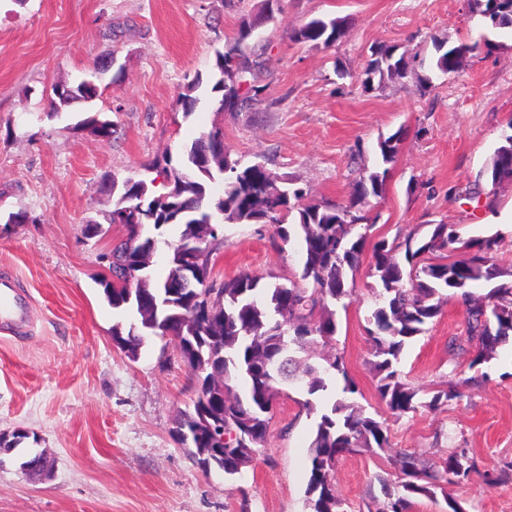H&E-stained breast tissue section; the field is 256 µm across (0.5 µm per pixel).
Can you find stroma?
Returning <instances> with one entry per match:
<instances>
[{
    "mask_svg": "<svg viewBox=\"0 0 512 512\" xmlns=\"http://www.w3.org/2000/svg\"><path fill=\"white\" fill-rule=\"evenodd\" d=\"M263 0H0V268H8L34 304L31 332L0 334V432H31L23 449L0 458V512H307L306 450L314 419L303 394L287 387L271 413L266 451L234 480L203 474L173 433L194 396L196 379L180 355L150 338L137 360L112 341L124 313L104 300L102 255L121 235L108 224L112 180L150 177L156 164L212 126L224 129L232 157L264 162L319 202H344L363 168L372 167L380 135L403 130L399 160L382 197L362 208L373 238L423 234L456 225L462 237L498 236L497 259L512 269V184L493 206L460 198L478 180L512 127V36L494 53L468 57L429 88L390 83L372 91L361 74L380 45L436 57L435 40L477 38L467 0H283L255 35L266 44L260 81L265 102L221 112L205 93L191 115L176 106L195 74L209 75L245 15ZM315 16L340 17L346 34L329 48L291 39ZM346 77H339L338 69ZM93 81L98 96L53 111V88ZM115 126L96 136L84 119ZM19 213L23 223H9ZM101 225L89 236L87 225ZM214 254L215 279L243 272L284 283L301 270L297 242L282 243L271 224H227ZM368 263L337 315L335 347L356 383L359 402L385 420L390 444L436 462L467 449L482 468L512 460V341L475 380L469 354L448 353L463 335L465 307L452 298L428 331L404 351L406 380L460 396L432 410L391 417L368 365L365 326L374 306ZM52 460L50 474L22 471L24 448ZM384 454L357 452L336 465L341 512H368L380 496ZM465 512H512V481L480 478L451 487Z\"/></svg>",
    "mask_w": 512,
    "mask_h": 512,
    "instance_id": "obj_1",
    "label": "stroma"
}]
</instances>
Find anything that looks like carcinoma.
I'll list each match as a JSON object with an SVG mask.
<instances>
[{"label": "carcinoma", "mask_w": 512, "mask_h": 512, "mask_svg": "<svg viewBox=\"0 0 512 512\" xmlns=\"http://www.w3.org/2000/svg\"><path fill=\"white\" fill-rule=\"evenodd\" d=\"M469 9L483 15L484 32L470 44L439 51L433 69L441 74L462 68L465 54L493 53L495 33L512 31V0H469ZM264 19L260 13L243 17L231 51L216 55L211 75L212 92L221 93L219 107L226 112L249 110L264 100L266 86L256 83L266 46L255 48L254 33ZM345 34V20L314 17L292 31L297 43L336 44ZM367 87L415 79L427 83L411 61L396 50L379 46L364 70ZM200 77L178 94L184 112L195 111L201 101ZM76 97L86 101L94 88L86 81L71 85ZM53 109L74 98L54 88ZM402 131L381 137L377 162L364 169L343 203L308 202L306 194L270 172L259 162L233 159L224 148V130L213 126L189 146L177 162L165 159L162 172L168 191L155 196L144 179L116 185L108 222L125 225V234L112 245V274L119 280L126 271L138 270L133 288L120 285L103 289L108 304L134 320L128 327L116 324L112 339L131 360L137 359L150 333L169 337L188 366L197 373L193 407L179 412L175 434L186 446L196 466L204 448H224V464L216 469L234 480L264 451L272 401L282 385H293L305 396L303 408L315 415L314 437L307 457L308 479L304 491L309 512H339L333 474L346 454L375 453L391 448L386 422L366 411L356 398L358 388L342 357L319 361L300 357L321 342L328 344L337 332L336 306L347 307L354 277L366 246H371L370 285L375 304L367 318L370 358L377 379L376 391L388 411L399 418L420 407L448 405L460 397L452 388L431 396L410 386L399 369L406 346L423 335L441 314L443 300L457 297L465 306L466 339L448 343L449 351L473 348L470 366L489 362L495 349L512 336V270L497 262L494 236L461 240L454 224H433L422 237L412 234L392 242H370V226L360 207L365 200L382 197L385 178L397 160ZM486 181L512 182V141L504 138L485 171ZM220 182V195L212 185ZM273 224L284 243L299 241L302 267L299 280L290 284L265 282L242 273L214 284L212 256L222 244L211 231L216 224ZM462 252L451 259L448 248ZM160 255L168 267L163 279L155 277L148 259ZM488 288L483 296L474 284ZM245 387L239 393L232 382ZM187 431L190 439L182 437ZM229 440L220 444L221 437ZM395 479L381 480L384 500L376 512H411L421 496L436 492L447 496L451 512H459L447 488L474 475L493 487L508 479L512 466L497 472L479 470L462 449L425 466L412 454L391 456Z\"/></svg>", "instance_id": "carcinoma-1"}]
</instances>
